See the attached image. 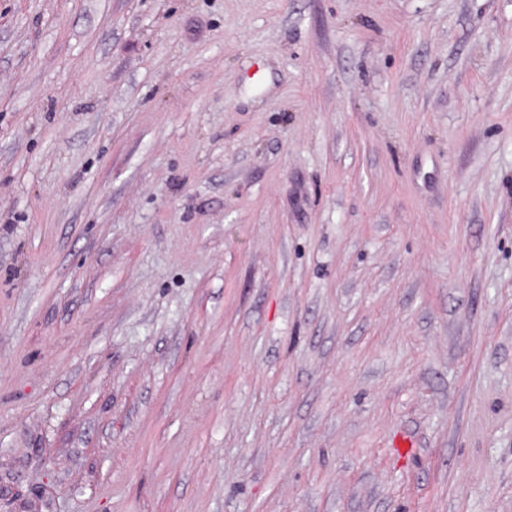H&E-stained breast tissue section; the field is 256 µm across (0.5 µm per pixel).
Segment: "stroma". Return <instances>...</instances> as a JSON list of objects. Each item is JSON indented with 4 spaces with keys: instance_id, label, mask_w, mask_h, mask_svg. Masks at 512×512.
<instances>
[{
    "instance_id": "stroma-1",
    "label": "stroma",
    "mask_w": 512,
    "mask_h": 512,
    "mask_svg": "<svg viewBox=\"0 0 512 512\" xmlns=\"http://www.w3.org/2000/svg\"><path fill=\"white\" fill-rule=\"evenodd\" d=\"M0 512H512V0H0Z\"/></svg>"
}]
</instances>
